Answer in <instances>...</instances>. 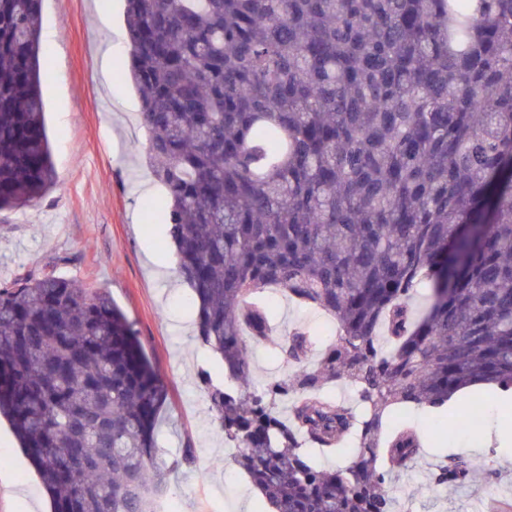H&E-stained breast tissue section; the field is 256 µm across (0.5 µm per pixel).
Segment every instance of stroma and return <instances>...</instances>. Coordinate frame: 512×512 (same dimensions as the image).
Here are the masks:
<instances>
[{"instance_id":"35a3bbf8","label":"stroma","mask_w":512,"mask_h":512,"mask_svg":"<svg viewBox=\"0 0 512 512\" xmlns=\"http://www.w3.org/2000/svg\"><path fill=\"white\" fill-rule=\"evenodd\" d=\"M123 0H43L42 94L56 184L36 206L0 212V282L53 271L107 292L132 322L154 371L168 388L158 443L190 458L171 479L172 512H266L260 493L233 461L234 450L209 401L223 386L224 365L194 333L191 288L180 277L156 276L147 249L176 264L167 235V194L144 160L139 99L127 78ZM261 298L277 325L253 346L255 384L291 370L280 352L289 332L307 327L320 345L334 343L327 314L267 289ZM512 404L485 399L478 430L425 442L395 481L404 512H493L512 505V445L501 443ZM472 464L476 487L448 488L431 474L451 456ZM493 478H486V470ZM0 512H50V502L8 422H0Z\"/></svg>"}]
</instances>
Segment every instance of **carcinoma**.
Returning <instances> with one entry per match:
<instances>
[{
    "label": "carcinoma",
    "mask_w": 512,
    "mask_h": 512,
    "mask_svg": "<svg viewBox=\"0 0 512 512\" xmlns=\"http://www.w3.org/2000/svg\"><path fill=\"white\" fill-rule=\"evenodd\" d=\"M41 12L0 0V210L56 179ZM125 25L237 466L274 512H396L393 477L425 434L393 410L512 391V0H126ZM267 288L339 334L318 350L294 329V370L258 388L249 347L273 314L252 295ZM337 381L358 407L326 393ZM166 396L109 296L53 272L0 283V416L52 512H154L178 467L157 447ZM470 482L462 458L436 474Z\"/></svg>",
    "instance_id": "cac0c4a2"
}]
</instances>
